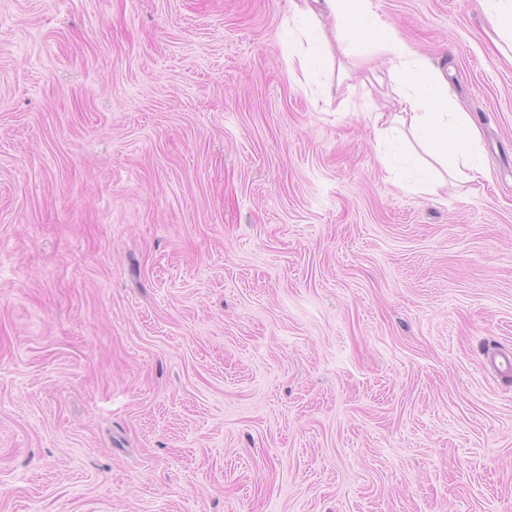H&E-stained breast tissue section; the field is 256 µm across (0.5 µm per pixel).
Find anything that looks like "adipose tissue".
I'll return each mask as SVG.
<instances>
[{
    "instance_id": "adipose-tissue-1",
    "label": "adipose tissue",
    "mask_w": 512,
    "mask_h": 512,
    "mask_svg": "<svg viewBox=\"0 0 512 512\" xmlns=\"http://www.w3.org/2000/svg\"><path fill=\"white\" fill-rule=\"evenodd\" d=\"M291 9L315 33L308 50L297 55L299 67L330 55L332 43L354 36L372 44L400 104L395 114L372 113L375 132L411 138L433 161L426 171L416 173L413 190L436 193L444 185L435 176L440 169H464L475 178L484 175L479 127L468 113L456 111L441 74L420 62L396 31L376 21L371 0H293Z\"/></svg>"
}]
</instances>
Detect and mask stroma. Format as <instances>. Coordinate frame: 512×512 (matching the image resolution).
I'll return each instance as SVG.
<instances>
[{
    "instance_id": "stroma-1",
    "label": "stroma",
    "mask_w": 512,
    "mask_h": 512,
    "mask_svg": "<svg viewBox=\"0 0 512 512\" xmlns=\"http://www.w3.org/2000/svg\"><path fill=\"white\" fill-rule=\"evenodd\" d=\"M372 4L486 177L402 188L289 0H0V512H512V59Z\"/></svg>"
}]
</instances>
